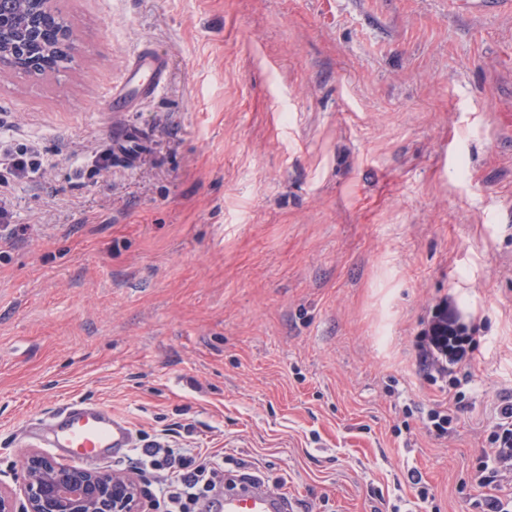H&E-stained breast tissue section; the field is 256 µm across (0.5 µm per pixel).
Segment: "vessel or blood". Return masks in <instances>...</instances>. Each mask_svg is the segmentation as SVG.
Returning <instances> with one entry per match:
<instances>
[{"instance_id": "vessel-or-blood-1", "label": "vessel or blood", "mask_w": 512, "mask_h": 512, "mask_svg": "<svg viewBox=\"0 0 512 512\" xmlns=\"http://www.w3.org/2000/svg\"><path fill=\"white\" fill-rule=\"evenodd\" d=\"M162 58L146 49L127 66L124 80L112 90L115 107L123 109L161 84ZM47 445L62 448L71 461L83 464L93 459L119 455L134 447L133 431L127 421L103 406L74 402L51 417L47 424ZM218 512H287L285 496L263 487L244 486L225 491Z\"/></svg>"}]
</instances>
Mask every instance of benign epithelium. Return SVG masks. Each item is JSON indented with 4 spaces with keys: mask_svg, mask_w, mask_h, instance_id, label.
<instances>
[{
    "mask_svg": "<svg viewBox=\"0 0 512 512\" xmlns=\"http://www.w3.org/2000/svg\"><path fill=\"white\" fill-rule=\"evenodd\" d=\"M57 2L28 0L18 27L0 0V74L43 75L58 71L59 59H75L78 32L65 20L46 24L60 14ZM15 480V489L0 482V512H151L137 475L63 464L38 449L24 454Z\"/></svg>",
    "mask_w": 512,
    "mask_h": 512,
    "instance_id": "7a95c632",
    "label": "benign epithelium"
}]
</instances>
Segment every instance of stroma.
I'll return each instance as SVG.
<instances>
[{"instance_id": "35a3bbf8", "label": "stroma", "mask_w": 512, "mask_h": 512, "mask_svg": "<svg viewBox=\"0 0 512 512\" xmlns=\"http://www.w3.org/2000/svg\"><path fill=\"white\" fill-rule=\"evenodd\" d=\"M61 7L78 64L0 77V140L44 158L9 188L25 235L0 241V482L84 401L149 439L181 423L173 447L287 478L313 512H472L512 388V8ZM145 47L163 83L113 111ZM443 317L479 331L439 439L421 413L448 387L414 343Z\"/></svg>"}]
</instances>
